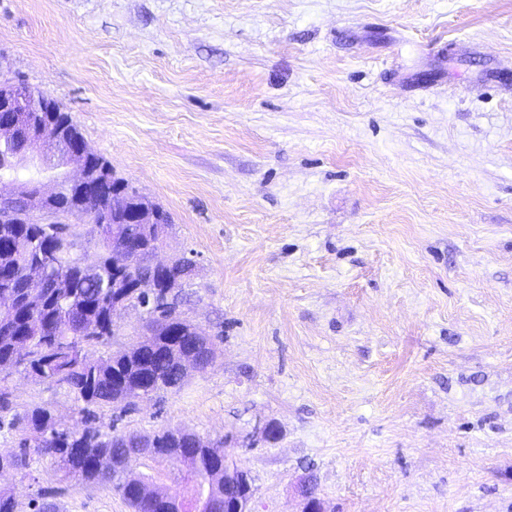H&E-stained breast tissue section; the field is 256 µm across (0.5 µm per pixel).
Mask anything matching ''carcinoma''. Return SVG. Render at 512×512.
I'll list each match as a JSON object with an SVG mask.
<instances>
[{
	"label": "carcinoma",
	"mask_w": 512,
	"mask_h": 512,
	"mask_svg": "<svg viewBox=\"0 0 512 512\" xmlns=\"http://www.w3.org/2000/svg\"><path fill=\"white\" fill-rule=\"evenodd\" d=\"M50 104L56 109L54 123L82 137L70 114L55 99H50ZM89 155L100 182L95 198L85 202L74 194L65 202L93 212L100 222L98 239L103 244L123 238L145 246L155 238V225L133 222L140 209L159 215V224L172 226L166 210L116 176L101 155L92 150ZM114 195L125 197L130 217L112 215ZM47 251L54 255L55 266L44 271L40 307L33 313L26 302L29 273L40 269L39 259ZM97 262L95 270L85 268L83 257L52 233L49 224L0 223V294L8 292L14 297L13 311L0 310V388L14 371L41 381L63 383L74 395L79 413L88 418L94 406L121 403L132 394L144 392L150 396L179 388L184 376L178 359L189 350L196 351L201 363H206L210 339L162 303L165 295L182 286L181 273L191 265L190 260L185 258L164 270L140 266L132 272L127 266L115 264L112 252L99 251ZM144 278L157 285L156 300L152 302V313L157 318L147 342L104 359H91L89 350L108 344L114 336L115 296L126 289L130 290L126 297L140 296L133 284ZM25 420L26 430L18 438L17 448L6 454L0 452V462L24 468L35 454L50 460L64 478L111 488L133 512H173V500L164 496L154 498L149 510H143L131 478L138 457L129 458L127 453L131 448H141L155 458L178 462L183 453L191 451L199 472L204 474L208 512H224V458L217 456L212 447H194L193 433L166 430L146 437L90 428L79 432L61 427L53 411L40 405L26 410ZM55 506L51 491H41L28 502L30 512H53Z\"/></svg>",
	"instance_id": "obj_1"
}]
</instances>
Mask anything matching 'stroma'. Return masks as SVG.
Listing matches in <instances>:
<instances>
[{
	"label": "stroma",
	"instance_id": "1",
	"mask_svg": "<svg viewBox=\"0 0 512 512\" xmlns=\"http://www.w3.org/2000/svg\"><path fill=\"white\" fill-rule=\"evenodd\" d=\"M0 67L195 263L175 297L213 362L97 426L222 443L252 512L307 482L326 512H512V0H0ZM7 386L81 427L65 385ZM1 486L131 512L45 459Z\"/></svg>",
	"mask_w": 512,
	"mask_h": 512
}]
</instances>
